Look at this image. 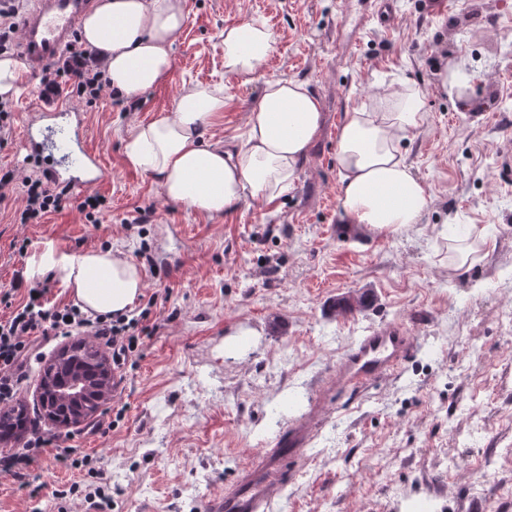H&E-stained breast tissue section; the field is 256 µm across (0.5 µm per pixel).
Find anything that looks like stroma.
I'll return each instance as SVG.
<instances>
[{
    "label": "stroma",
    "mask_w": 512,
    "mask_h": 512,
    "mask_svg": "<svg viewBox=\"0 0 512 512\" xmlns=\"http://www.w3.org/2000/svg\"><path fill=\"white\" fill-rule=\"evenodd\" d=\"M393 7L386 27L372 0H186L164 81L93 104L56 98L84 114L83 139L104 170L95 224L73 205L38 224L17 219L21 180L41 166L20 131L44 106L38 78L24 77L0 140V170L17 177L0 199V290L36 280L46 248L109 247L142 271L137 307L155 293L168 300L116 387L124 419L104 436L87 424L46 428L40 497L0 477V512H54L52 491L101 481L109 500L98 512H204L306 411L355 337L390 322L417 336L416 355L333 398L271 512H512V182L500 179L499 153L512 136V0ZM251 21L272 29L274 49L253 75H227L224 29ZM456 66L477 76L462 98L440 84V71ZM288 78L308 85L323 120L295 185L274 204L207 217L127 161L130 130L173 115L185 84L223 86L224 112L207 135L239 141L265 81ZM403 81L424 96L426 122L406 149L429 206L398 233H357L338 214V126L378 87ZM452 224L483 226L490 240L463 275L448 267ZM365 291L369 308L335 314L336 298ZM66 447L97 457L98 474L58 460Z\"/></svg>",
    "instance_id": "35a3bbf8"
}]
</instances>
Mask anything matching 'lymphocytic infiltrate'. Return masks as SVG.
I'll return each instance as SVG.
<instances>
[{"label":"lymphocytic infiltrate","mask_w":512,"mask_h":512,"mask_svg":"<svg viewBox=\"0 0 512 512\" xmlns=\"http://www.w3.org/2000/svg\"><path fill=\"white\" fill-rule=\"evenodd\" d=\"M44 93L68 84L78 100L97 101L109 82L103 67L84 50H70L60 66L47 67L40 79ZM25 207L18 220L23 224L39 222L46 214L63 209L71 200L68 188L50 184L43 178L23 180ZM49 281L26 286L20 302L12 292L0 294V302L12 304L9 315L0 317V408L12 409L17 393L28 378V365L41 343L52 336L88 335L112 354L113 369L133 367V357L156 329L148 325L150 309L156 298L140 312L92 316L74 304H58L49 298ZM39 432L29 433L22 448L0 457V473L10 475L22 486H29L32 467L49 445Z\"/></svg>","instance_id":"obj_1"}]
</instances>
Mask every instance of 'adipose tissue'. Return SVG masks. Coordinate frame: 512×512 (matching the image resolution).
<instances>
[{
  "label": "adipose tissue",
  "instance_id": "ef3b65f1",
  "mask_svg": "<svg viewBox=\"0 0 512 512\" xmlns=\"http://www.w3.org/2000/svg\"><path fill=\"white\" fill-rule=\"evenodd\" d=\"M186 19L185 0H97L81 40L103 58L111 87L131 97L168 74ZM223 42L225 74L246 77L270 55L275 37L265 23L253 21L225 28ZM223 110V87L185 86L174 115L131 129L128 161L153 176L169 199L201 214L221 216L248 200L276 202L294 186L319 133L318 98L298 80L266 81L239 147L205 137ZM425 121L423 95L408 82L380 88L371 104L344 114L336 137L344 223L373 231L419 223L429 196L412 171L405 142ZM42 267L90 315L130 311L142 293L140 268L109 249L61 258L48 253Z\"/></svg>",
  "mask_w": 512,
  "mask_h": 512
}]
</instances>
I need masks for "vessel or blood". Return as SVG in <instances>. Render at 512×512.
I'll use <instances>...</instances> for the list:
<instances>
[{
  "label": "vessel or blood",
  "instance_id": "b4317fda",
  "mask_svg": "<svg viewBox=\"0 0 512 512\" xmlns=\"http://www.w3.org/2000/svg\"><path fill=\"white\" fill-rule=\"evenodd\" d=\"M30 7L21 23L20 52L29 72H39L47 63L62 56L73 45L92 0H28ZM68 117L74 132H81L82 112L66 106H51L39 114L52 122ZM43 176L55 185L82 191L103 177L98 155L83 150L75 170L63 171L46 164ZM416 338L400 324L372 327L357 336L336 367V372L319 390L313 410L303 413L288 426L284 438L253 456L241 468L235 487L211 497L204 512H269L273 499L290 483L299 464L307 458V446L318 425V410L330 403L335 393L358 391L371 381L390 375L413 355Z\"/></svg>",
  "mask_w": 512,
  "mask_h": 512
}]
</instances>
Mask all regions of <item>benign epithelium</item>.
<instances>
[{
  "label": "benign epithelium",
  "mask_w": 512,
  "mask_h": 512,
  "mask_svg": "<svg viewBox=\"0 0 512 512\" xmlns=\"http://www.w3.org/2000/svg\"><path fill=\"white\" fill-rule=\"evenodd\" d=\"M84 351L82 344L65 347L39 373L44 419L60 430L81 426L112 400V371L106 354L92 359L97 373L90 378L80 361Z\"/></svg>",
  "instance_id": "7a95c632"
}]
</instances>
